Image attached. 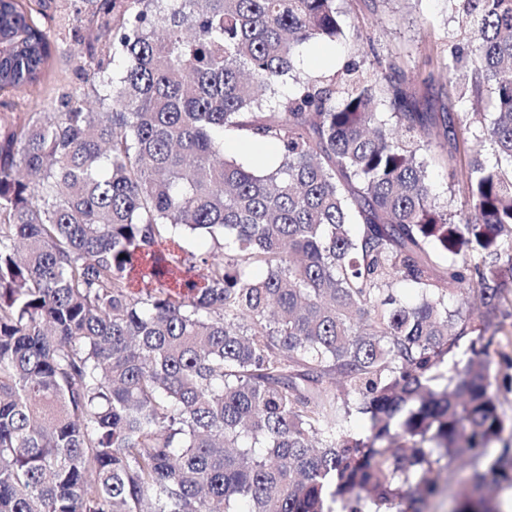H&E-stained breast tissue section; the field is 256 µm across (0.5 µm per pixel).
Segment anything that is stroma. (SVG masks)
<instances>
[{
    "label": "stroma",
    "mask_w": 512,
    "mask_h": 512,
    "mask_svg": "<svg viewBox=\"0 0 512 512\" xmlns=\"http://www.w3.org/2000/svg\"><path fill=\"white\" fill-rule=\"evenodd\" d=\"M38 10V18L57 50L41 83L31 91L0 93V103H10L15 113H52L62 97L75 89L92 93L93 81L81 65L87 51L107 52L112 34L106 31L87 0H24ZM342 19L349 29L371 36L370 43L347 40L336 44L311 42L301 53L298 67L309 74L337 70L350 60L368 61L373 54L393 59L412 83V90L427 112H469L471 99L460 97L446 80L425 82L423 61L437 48L460 36L457 16L446 0H343ZM483 112H491L490 99H483ZM442 149L432 145L426 154L428 178L438 202L460 208L467 203L455 165L442 162Z\"/></svg>",
    "instance_id": "obj_1"
}]
</instances>
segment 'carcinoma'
Listing matches in <instances>:
<instances>
[{
	"mask_svg": "<svg viewBox=\"0 0 512 512\" xmlns=\"http://www.w3.org/2000/svg\"><path fill=\"white\" fill-rule=\"evenodd\" d=\"M87 2L112 20L97 102L0 114V512H500L512 0H448L443 77L490 92L487 121L421 111L377 53L295 75L308 41L371 40L341 0ZM51 57L0 0V90ZM227 131L278 162L226 157ZM434 137L466 154L460 209L431 193ZM504 330L497 334L494 339V344L491 347L492 358L494 365L497 369L501 370V373H511L512 370H506L502 358H512V323L511 319L506 321Z\"/></svg>",
	"mask_w": 512,
	"mask_h": 512,
	"instance_id": "1",
	"label": "carcinoma"
}]
</instances>
